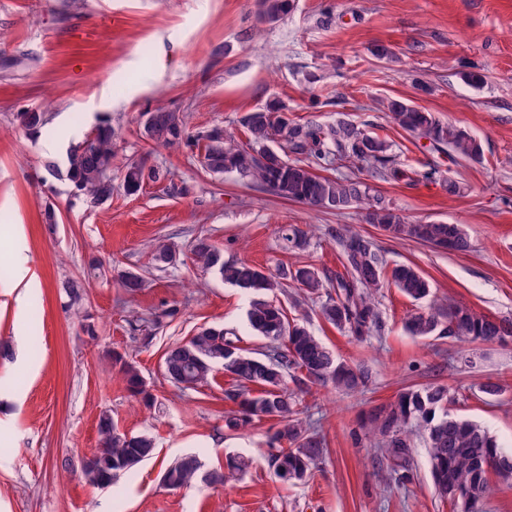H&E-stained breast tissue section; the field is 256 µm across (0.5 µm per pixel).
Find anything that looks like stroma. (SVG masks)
<instances>
[{
  "mask_svg": "<svg viewBox=\"0 0 512 512\" xmlns=\"http://www.w3.org/2000/svg\"><path fill=\"white\" fill-rule=\"evenodd\" d=\"M380 47L389 57L376 56ZM469 72L483 75L480 87L465 82ZM273 97L294 120L342 118L386 139L413 175L376 183L377 192L407 220L463 225L471 250L387 237L366 223L363 206L336 213L286 201L206 173L198 153L150 150L143 137L140 114L158 106L186 112L192 132L218 126L240 136V118ZM393 99L469 131L482 160L449 166L392 122L382 103ZM27 108L47 114L39 132L14 124ZM103 123L116 142L112 197L93 203L45 163L65 166L71 147ZM132 161L163 165L172 179L127 194L121 171ZM182 185L188 194H178ZM283 224L313 226L309 246L288 249ZM339 228L371 239L387 267H414L439 299L512 319V0H294L273 21L260 0H0V512H456L434 488L422 439L411 450L414 481L399 485L377 459L365 417L406 388L442 384L463 394L451 413L512 447L511 338L411 336L404 324L416 306L390 287L380 298L383 336L359 341L287 284L275 299L288 316L306 319L338 359L371 374L355 392L313 384L303 395L318 412L325 456L295 484L271 466L274 421L225 427L235 405L224 392L235 382L222 367L184 391L164 374L165 352L204 324L236 329L245 350L266 345L247 327L251 294L193 262L195 236L209 235L228 260L332 277L343 270ZM166 239L182 254L163 272L152 254ZM124 270L143 276L145 288L125 294ZM71 280L84 284L76 303L63 288ZM169 307L174 316H163ZM124 360L151 405L129 393ZM487 381L500 385L498 395L480 391ZM105 412L118 432L152 436L156 452L101 488L81 466L100 445ZM187 452L204 474L238 455L249 465L221 485L203 474L167 487L164 469Z\"/></svg>",
  "mask_w": 512,
  "mask_h": 512,
  "instance_id": "stroma-1",
  "label": "stroma"
}]
</instances>
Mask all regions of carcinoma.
Segmentation results:
<instances>
[{
  "mask_svg": "<svg viewBox=\"0 0 512 512\" xmlns=\"http://www.w3.org/2000/svg\"><path fill=\"white\" fill-rule=\"evenodd\" d=\"M263 2L268 4L264 15L269 20L286 15L293 8V0ZM387 110L396 125L416 139L428 140L430 149L447 155L448 162L482 159L481 142L465 129L400 100L389 101ZM286 111L288 107L283 102L272 100L249 113L243 121V141L218 127L193 135L185 113L156 108L152 112L153 132L144 137L155 147L191 151L197 148L208 172L234 174L250 186L292 202L342 211L366 200L368 223L392 238L415 240L453 252L470 250L471 242L463 225L408 222L382 197L372 193L369 181L373 179L400 181L408 177L407 170L389 154L385 140L349 121L300 123L288 119ZM14 120L18 128L29 133L46 123L45 113L27 109L15 113ZM288 152L294 158H288ZM113 156L112 126L103 124L92 134L90 147L81 142L72 147L65 169L52 163L46 168L52 176L69 181L76 192L94 202H105L112 198ZM347 162L352 163L349 172L334 177L322 175ZM167 174L162 166L148 167L133 161L123 171L124 188L136 193L144 183L160 181ZM280 233L291 249L303 250L309 245V232L296 224L283 225ZM336 243L345 274L332 284L334 294L321 302V314L357 340L380 336L384 322L377 294L385 287L384 259L373 242L358 233L339 231ZM179 254L177 245L160 244L154 253L156 269L166 271L175 267ZM191 254L203 269L259 295L248 311V324L255 335L268 341V346L263 353H248L239 347L240 338L235 331L222 325L203 326L187 341L167 351L163 361L165 376L175 386L191 389L207 382L214 365H222L238 382L237 388L225 391V398L238 405L226 417L227 428L241 430L261 417L276 421L271 441L280 444V448L271 460L274 473L286 481H303L322 460L324 440L313 426L309 407L302 405L295 393L287 391V379L300 385L331 383L354 391L365 386L368 374L360 367L338 361L303 322L289 319L280 306L264 296L282 290L284 281L289 279L307 295L319 298L326 284L317 271L308 267L267 272L244 261H226L206 234L193 240ZM390 282L412 301L429 302L428 307L415 311L405 322L406 330L413 336L483 343L512 337V319L478 314L462 304L444 307L429 301V282L409 265L395 266ZM119 283L129 294L144 288L143 277L130 271L119 275ZM115 360L122 363L131 394L151 404L152 396L137 369L119 355ZM251 385L260 387V393L251 395ZM448 401V387L430 385L410 388L394 401L375 407L370 414L373 447L380 451L395 480L405 485L413 479V437L422 435L437 494L460 505L461 512H480L479 504L489 491V471L512 476V468H502L503 458L512 459V449L501 446L481 425L449 414ZM98 432L101 448L82 467L83 475L97 486H111L118 476L154 454L151 436L117 432L107 412L99 418ZM244 466V461L232 459L228 471H213L208 479L222 484ZM200 467L198 455L185 454L167 468L164 481L174 488L188 486L198 476Z\"/></svg>",
  "mask_w": 512,
  "mask_h": 512,
  "instance_id": "1",
  "label": "carcinoma"
}]
</instances>
